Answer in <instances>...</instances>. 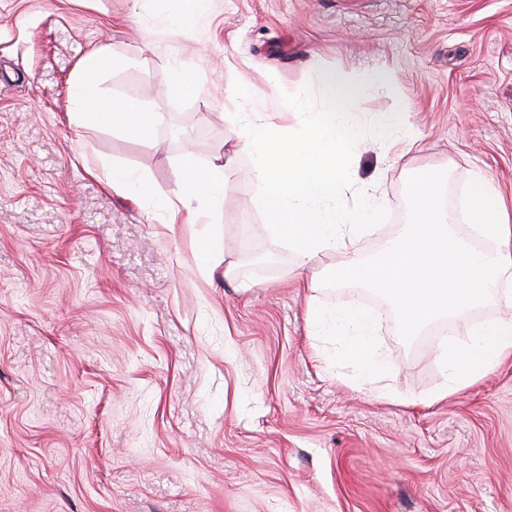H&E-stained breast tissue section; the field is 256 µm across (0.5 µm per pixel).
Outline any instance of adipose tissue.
Here are the masks:
<instances>
[{"mask_svg":"<svg viewBox=\"0 0 512 512\" xmlns=\"http://www.w3.org/2000/svg\"><path fill=\"white\" fill-rule=\"evenodd\" d=\"M105 61L104 53L85 56L79 76L71 92V106L78 125L90 119L108 125L136 139L148 138L159 120L158 114L144 111L140 105L126 102H105L94 91L99 72ZM181 210H169L167 221L179 223L188 219L194 224L210 223L224 206V168L214 165L199 167L192 155H183L179 163V192ZM313 329L337 337L341 355L354 363L364 375L379 373L384 360L380 345L374 337L375 324L359 307L349 306L340 311L314 312L310 315Z\"/></svg>","mask_w":512,"mask_h":512,"instance_id":"1","label":"adipose tissue"}]
</instances>
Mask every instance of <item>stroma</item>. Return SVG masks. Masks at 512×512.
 <instances>
[{
    "label": "stroma",
    "instance_id": "obj_1",
    "mask_svg": "<svg viewBox=\"0 0 512 512\" xmlns=\"http://www.w3.org/2000/svg\"><path fill=\"white\" fill-rule=\"evenodd\" d=\"M172 9L0 0V512H512V359L425 404L466 325L408 343L383 301L374 384L392 397L371 395L309 325L310 307L366 299L306 287L233 118L284 112L296 129L283 97L314 69L376 75L358 112L404 113L421 148L394 157L370 133L354 150L388 211L365 256L401 233L406 181L429 168L454 210L478 170L511 201L512 0H211L178 28ZM103 47L96 91L159 114L148 139L71 118L78 64ZM183 118L195 148L168 136ZM187 152L203 168L236 155L213 223L161 221ZM89 157L150 194L108 189ZM206 236L232 276L200 263Z\"/></svg>",
    "mask_w": 512,
    "mask_h": 512
}]
</instances>
